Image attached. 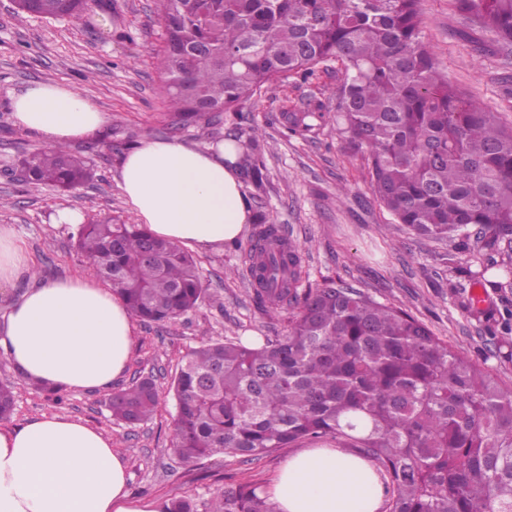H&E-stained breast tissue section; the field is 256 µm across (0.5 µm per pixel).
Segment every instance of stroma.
Returning a JSON list of instances; mask_svg holds the SVG:
<instances>
[{
	"label": "stroma",
	"instance_id": "1",
	"mask_svg": "<svg viewBox=\"0 0 512 512\" xmlns=\"http://www.w3.org/2000/svg\"><path fill=\"white\" fill-rule=\"evenodd\" d=\"M420 10L422 39L441 72L512 127V48L489 41L479 47L465 38L469 22L452 0H421ZM86 17L84 26L21 19L15 0H0V225L15 228L45 273L67 276L87 268L76 233L55 221L59 209L81 210L90 221L112 214L134 222L118 185V159L125 149L146 137L174 136L199 147L233 137L249 162L263 169L262 186L243 182L253 217L267 215L299 248V290L348 286L406 309L452 350L480 364L500 387L512 390V363L497 358L489 327L465 306L476 293L496 314L512 312V275L504 270L512 249L487 248L475 228L464 249L416 236L374 199L366 161L344 150L336 130L340 62L319 64L307 79L295 75L274 82L234 109L208 113L174 133L161 82L164 27L157 0H101ZM48 80L76 87L112 118L106 140L72 144L94 177L71 190L27 183L19 165L39 143L13 125L12 98L30 83ZM292 112L311 113V130L288 132L284 117ZM254 230L245 225L236 244L221 251L194 252L204 288L195 308L169 322L138 321L132 356L111 391L152 377L159 391L152 419L135 426L115 421L108 407L111 391L69 390L62 403H53L0 352V384L9 385L14 397L9 424L55 413L100 430L125 458L135 498L165 504L183 496L203 505L230 486H265L288 449L255 460L217 454L200 465L184 463L172 451L176 407L169 391L182 359L202 344L226 339L263 344L285 334L293 309L272 315L254 299L245 259ZM479 265L488 266L489 278L503 281L502 290L468 282L467 270Z\"/></svg>",
	"mask_w": 512,
	"mask_h": 512
}]
</instances>
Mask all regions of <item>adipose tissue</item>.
<instances>
[{"label": "adipose tissue", "mask_w": 512, "mask_h": 512, "mask_svg": "<svg viewBox=\"0 0 512 512\" xmlns=\"http://www.w3.org/2000/svg\"><path fill=\"white\" fill-rule=\"evenodd\" d=\"M12 122L51 149L103 136L105 112L75 87L35 82L12 99ZM241 149L228 138L198 147L145 138L119 160L125 202L156 237L219 251L251 223ZM19 287L0 330V350L28 380L105 391L132 355L136 325L124 299L92 271L39 274L12 226L0 225V286ZM123 456L82 421L41 414L0 426V512H161L131 498ZM279 512H380L384 491L366 460L336 448L291 454L261 490Z\"/></svg>", "instance_id": "ef3b65f1"}]
</instances>
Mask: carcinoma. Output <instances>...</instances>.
<instances>
[{"label":"carcinoma","instance_id":"carcinoma-1","mask_svg":"<svg viewBox=\"0 0 512 512\" xmlns=\"http://www.w3.org/2000/svg\"><path fill=\"white\" fill-rule=\"evenodd\" d=\"M19 14L77 25L89 0H16ZM474 29L512 45V0H454ZM171 127L199 105L229 109L265 84L335 59L344 69L338 131L370 165L375 198L414 234L512 243V129L441 72L420 36V0H160ZM311 112L292 113L306 132ZM35 185L75 188L88 174L67 146L23 160ZM79 251L149 322L193 308V258L139 224L104 216L82 226ZM246 259L267 311L295 307L276 342L192 350L174 377L173 452L256 459L324 438L355 448L386 478L387 512H512V391L453 352L419 320L353 288H297L300 256L261 219ZM512 362V324L493 320ZM159 401L149 377L112 394V416L147 421ZM205 512H276L259 488L214 496Z\"/></svg>","mask_w":512,"mask_h":512}]
</instances>
